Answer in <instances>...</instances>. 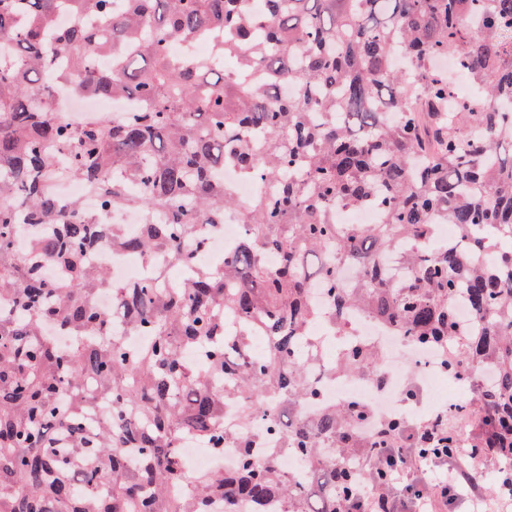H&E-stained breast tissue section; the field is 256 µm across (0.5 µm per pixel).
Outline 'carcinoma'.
I'll use <instances>...</instances> for the list:
<instances>
[{"label": "carcinoma", "instance_id": "obj_1", "mask_svg": "<svg viewBox=\"0 0 512 512\" xmlns=\"http://www.w3.org/2000/svg\"><path fill=\"white\" fill-rule=\"evenodd\" d=\"M213 33L210 57L172 51ZM1 39L14 53L0 61V512H208L218 496L344 512L363 486L387 490L390 465L358 455L370 407L316 400L310 326H340L349 307L420 347L465 337L449 372L494 371L463 410L472 445L512 464V0H0ZM450 53L482 104L453 97L434 69ZM58 82L141 107L74 123L48 107ZM61 163L101 211L143 214L136 237L112 225V245L189 267L184 282L130 287L91 264L100 218L77 201L61 210L47 188ZM226 167L272 193L246 205L247 238L213 269L190 242L237 206ZM361 208L376 222L336 223V210ZM38 224L59 230L19 255L21 227ZM438 224L457 225L458 240ZM482 246L495 261L479 260ZM344 264L357 268L350 284ZM104 290L112 313L95 303ZM47 325L75 345L59 349ZM256 332L268 348L252 356ZM198 348L203 360L186 365ZM380 364L359 342L328 371L376 377ZM272 394L278 421L264 420ZM100 398L112 402L102 422ZM189 434L233 443L238 461L174 498ZM265 439L278 447L254 454ZM369 447L456 441L425 442L392 418ZM283 451L305 478L280 470Z\"/></svg>", "mask_w": 512, "mask_h": 512}]
</instances>
